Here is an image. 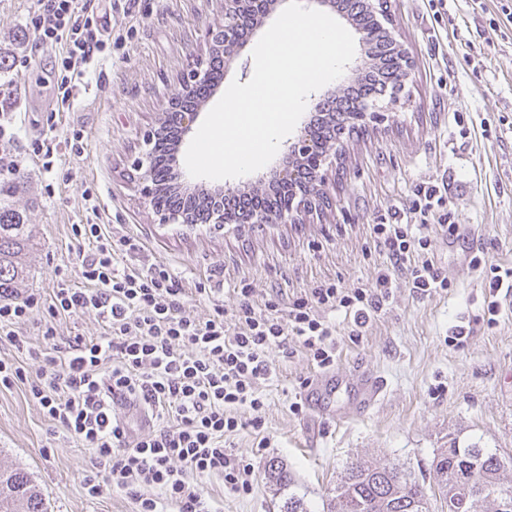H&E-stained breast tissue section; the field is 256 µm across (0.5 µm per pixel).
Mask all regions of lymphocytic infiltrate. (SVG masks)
<instances>
[{
    "label": "lymphocytic infiltrate",
    "mask_w": 512,
    "mask_h": 512,
    "mask_svg": "<svg viewBox=\"0 0 512 512\" xmlns=\"http://www.w3.org/2000/svg\"><path fill=\"white\" fill-rule=\"evenodd\" d=\"M138 6L139 0H111L104 11L100 0H36L26 24L30 52L60 48L58 107L71 106L80 79L105 60L111 13L132 18ZM82 199L85 221L71 227L80 256L77 279L62 273L50 293L0 300V335L40 363L31 375L21 363L0 359V388L26 386L53 430L91 449L83 478L87 494L101 495L100 479L109 477L134 512H217L199 484L205 477L222 478L232 493H249L254 466L226 448L225 436L263 428L260 386L273 374L271 352L287 359L301 353L317 369H329L337 347L330 313L344 311L358 337L392 304L398 277L425 296L448 288L428 256V230L447 226L451 212L445 189L431 183L418 186L408 211L371 225L374 246L387 259L374 285L344 288L327 281L288 302L273 297L260 305L242 281L235 309L225 310L214 296L203 319L183 314L184 290L166 264L121 267V257L137 253L139 243L113 237L99 224L93 189H85ZM36 308L46 312L37 347L18 330ZM89 310L101 322L100 336H59L57 320ZM119 405L148 416L151 432L133 433L116 416Z\"/></svg>",
    "instance_id": "lymphocytic-infiltrate-1"
}]
</instances>
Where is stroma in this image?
I'll return each instance as SVG.
<instances>
[{
	"instance_id": "35a3bbf8",
	"label": "stroma",
	"mask_w": 512,
	"mask_h": 512,
	"mask_svg": "<svg viewBox=\"0 0 512 512\" xmlns=\"http://www.w3.org/2000/svg\"><path fill=\"white\" fill-rule=\"evenodd\" d=\"M32 5L0 0V58L6 61L0 115L7 122L0 155L15 159L24 176L26 190L11 205L35 230L15 295L50 293L57 267L76 268L70 227L82 217L88 186L97 192L103 222L141 242L138 260L169 266L185 290L183 311L195 318L211 312L206 288L222 289L225 309H233V288L243 278L259 301L276 287L375 282L385 258L373 247L369 224L388 209L409 208L420 183L448 186L457 230L449 234L435 224L428 231L430 256L447 277L448 292L427 297L397 282L390 309L356 342L349 319L334 315L336 371H378L386 381L382 401L352 418L293 411L317 371L304 355L272 353L276 374L261 386L263 429L226 436L235 453L253 463V489L233 495L220 481L208 482L221 512H283L292 494L308 512H322L346 466L359 458L388 460L422 478L437 451L453 442L512 456V303L501 300L496 323L488 324L485 286L490 267L512 268V26L503 24L501 12L512 0H488L483 13L472 12L468 0H448L440 16L429 0H392L396 28L416 61L406 99L385 122L348 138L342 159L328 170L330 205L318 218L241 231L156 224L133 169L145 131L205 50L211 30L223 24V0H140L136 22L114 15L113 31L127 35L124 48L113 49L102 72L84 75L73 109L63 113L50 82L52 55L20 64L32 42L25 27ZM51 116L57 136L81 128L88 147L47 170L33 148ZM479 250L486 265L476 270L470 259ZM454 326L469 329L466 342H449ZM273 458L287 466L291 486L266 479ZM0 465L26 471L47 512L133 508L108 484L98 497L86 494L88 450L50 435L43 408L20 384L0 389Z\"/></svg>"
}]
</instances>
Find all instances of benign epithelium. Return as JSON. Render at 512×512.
I'll return each instance as SVG.
<instances>
[{"label":"benign epithelium","mask_w":512,"mask_h":512,"mask_svg":"<svg viewBox=\"0 0 512 512\" xmlns=\"http://www.w3.org/2000/svg\"><path fill=\"white\" fill-rule=\"evenodd\" d=\"M288 0H224V26L212 36L207 50L197 58L182 77L178 89L170 96L165 112L145 135L147 149L134 162L138 188L145 206L150 208L160 224H189L188 213L156 205L160 181L156 175L155 146L166 134L169 117L177 113V122L183 136H188L200 115L204 101L200 90L213 82V61L224 60V69L240 57L247 45V38L264 25L265 20ZM305 6L317 10L327 9L341 20L342 25L357 37L361 57L356 64L346 68L337 79L336 89L313 95L311 111L323 116L322 127L335 129L336 96L354 83L357 75L367 76L382 69L381 58L397 54L400 67L396 74L384 78L381 90L370 101H365L351 114L353 122L365 127L379 119L380 113L396 105L405 95L407 82L414 70L415 61L404 43L395 33L388 0H350L347 7L339 6L341 0H302ZM368 16L376 25L363 28L355 15ZM316 129L307 121L286 145L277 166L269 173L249 182H226L205 192V207L210 210L211 224H281L289 221L302 224L307 218L319 214L327 198L324 165L327 151L313 136ZM248 195L257 198V204L240 212L224 207V198Z\"/></svg>","instance_id":"7a95c632"}]
</instances>
